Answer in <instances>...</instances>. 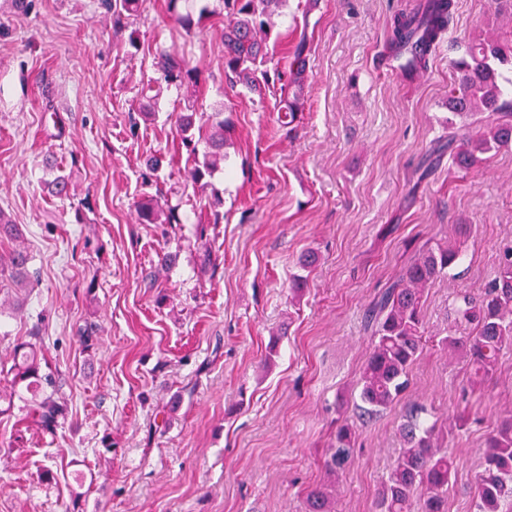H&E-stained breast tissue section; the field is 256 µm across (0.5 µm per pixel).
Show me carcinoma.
I'll use <instances>...</instances> for the list:
<instances>
[{"mask_svg":"<svg viewBox=\"0 0 512 512\" xmlns=\"http://www.w3.org/2000/svg\"><path fill=\"white\" fill-rule=\"evenodd\" d=\"M288 0H224L229 23L224 26V74L247 92L262 98L269 89L268 40L274 12ZM494 17H508L507 30L496 26L472 36L465 53L453 62V81L448 89V127L456 120L477 119L479 129L466 134L459 143L448 138L452 162L469 170L482 156L512 145V0H493ZM454 0H416L414 8L394 15L387 38L390 62L408 79L414 80L428 66L432 52L448 31ZM308 47L306 39L296 43L289 70L277 74L280 93L288 112V123L303 111V89ZM166 82L192 80L196 70L187 67L176 52L161 51L154 61ZM197 112H179L177 131L190 151L186 178L201 191L211 186L212 177L224 159L229 129L224 109L209 115L206 139L208 152L196 155L193 146ZM143 224L159 223L162 210L158 200L145 196L137 203ZM23 238L19 225L0 211V242L15 243L8 257L0 255V267L10 272L16 285H30V257L18 244ZM462 256L461 241L438 243L415 257L397 281L377 299L371 310L375 325L373 342L365 360L356 406L363 414L375 416L391 409L407 386L409 370L422 350V306L426 288ZM458 319L471 329L466 336L445 339L448 350L462 356L470 368V385L476 387L492 378L502 353L512 348V242L500 249L495 279L485 287L483 297L462 299ZM41 346L25 343L17 347L12 375L13 388L29 394L25 419L42 431L52 432L64 418L65 408L49 388L51 372L43 370ZM402 448L383 481L376 501L379 512H448V484L454 461L443 448L444 435L411 415L400 424ZM354 432L341 426L328 449L325 466L328 479L307 494V512H336L338 476L352 458ZM476 512H500L502 502L512 500V414L504 417L487 440L485 466L473 489Z\"/></svg>","mask_w":512,"mask_h":512,"instance_id":"obj_1","label":"carcinoma"}]
</instances>
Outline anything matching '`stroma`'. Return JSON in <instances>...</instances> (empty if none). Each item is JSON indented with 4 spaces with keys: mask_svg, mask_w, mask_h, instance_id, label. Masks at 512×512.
<instances>
[{
    "mask_svg": "<svg viewBox=\"0 0 512 512\" xmlns=\"http://www.w3.org/2000/svg\"><path fill=\"white\" fill-rule=\"evenodd\" d=\"M405 2L320 0L310 12L288 0L267 65L306 38L304 109L288 125L278 96L226 79L223 0L189 29L174 19L186 0L173 11L143 0L119 19L102 0H0V211L21 226L36 274L24 289L0 277V392L13 349L37 336L67 408L51 434L20 408L0 415V512H305L344 423L357 441L337 512H376L400 411L356 417L365 313L419 249L462 224L459 263L427 291L402 402L447 434L448 512H475L486 439L512 412V349L473 394L442 341L466 334L452 324L456 296L485 288L512 241V147L470 171L448 152L456 46L485 28L491 0H455L440 51L412 81L379 65ZM163 50L197 82H165L153 66ZM217 103L230 133L201 193L184 176L174 120ZM154 155L162 168L147 184ZM59 175L65 200L51 193ZM146 195L180 223H140ZM310 250L319 262L297 300L292 279ZM165 252L176 259L164 268Z\"/></svg>",
    "mask_w": 512,
    "mask_h": 512,
    "instance_id": "stroma-1",
    "label": "stroma"
}]
</instances>
